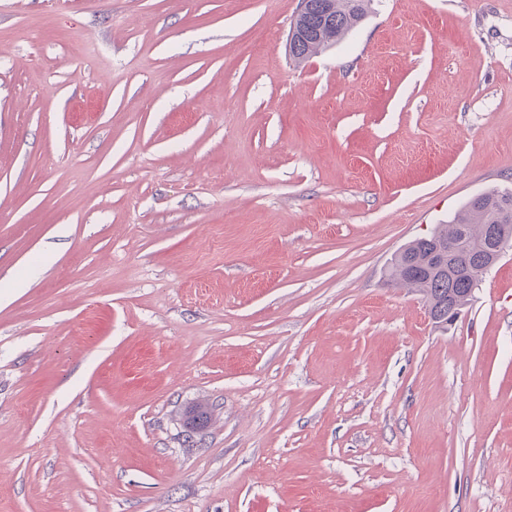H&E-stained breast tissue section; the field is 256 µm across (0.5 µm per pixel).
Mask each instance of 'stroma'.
<instances>
[{
    "instance_id": "stroma-1",
    "label": "stroma",
    "mask_w": 512,
    "mask_h": 512,
    "mask_svg": "<svg viewBox=\"0 0 512 512\" xmlns=\"http://www.w3.org/2000/svg\"><path fill=\"white\" fill-rule=\"evenodd\" d=\"M297 7L0 0V512H512V249L389 277L512 188V0ZM308 12L305 11L306 2L299 1L298 9L291 28L295 26L301 32V38L294 40L291 44L288 42L289 56L297 62H302L312 55L318 54L324 49L335 45L352 28L360 23L367 14V6L370 0H329L326 18L329 22L333 19L332 13L336 6V23L332 25L324 24V3L325 0H306ZM300 15V16H298ZM290 28V29H291ZM297 31L292 28L290 39ZM475 198L468 201L449 224H440L429 242L411 241L393 259L390 273L393 280L404 275L403 267L409 258L416 259L414 275L403 285L417 288L424 294L430 316L437 324H448L449 310L460 306L465 308L470 303L483 275L495 264L488 266V262L484 261V228L489 224H497L501 235L512 242V190L494 189ZM463 228L467 231L465 241L468 250L464 259L467 265L458 277L450 280L448 272L436 270L433 259L427 258L437 243H448V248L444 245L438 259V267L446 268V254L449 257L459 251L457 242L448 239L462 237Z\"/></svg>"
}]
</instances>
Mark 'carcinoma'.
Returning <instances> with one entry per match:
<instances>
[{
  "label": "carcinoma",
  "instance_id": "cac0c4a2",
  "mask_svg": "<svg viewBox=\"0 0 512 512\" xmlns=\"http://www.w3.org/2000/svg\"><path fill=\"white\" fill-rule=\"evenodd\" d=\"M325 0H307L308 12L295 17L293 26L301 32V38L288 45L289 56L297 62L335 45L367 14L370 0H336V23H324ZM489 224L499 225L501 235L512 241V190L486 192L468 201L447 224H441L427 243L412 241L394 257L391 279L404 275L403 267L408 259L415 260L414 275L406 286L423 293L429 305L431 318L437 324L448 323V311L467 306L473 293L490 269L484 261V228ZM467 231L468 247L466 266L453 280L448 273L433 266L430 254L438 243L462 236Z\"/></svg>",
  "mask_w": 512,
  "mask_h": 512
}]
</instances>
